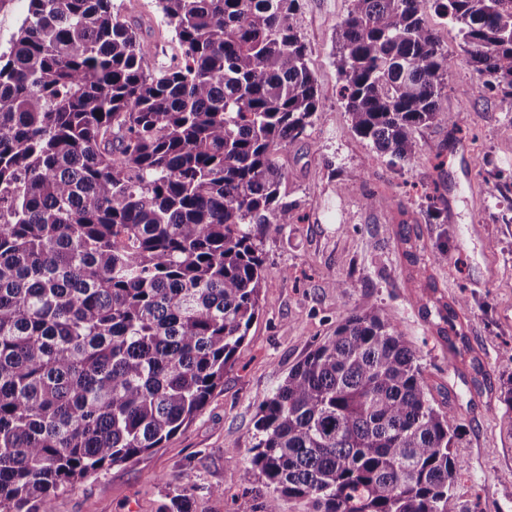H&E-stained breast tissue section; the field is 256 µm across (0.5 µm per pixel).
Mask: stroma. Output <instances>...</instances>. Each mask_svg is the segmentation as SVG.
Instances as JSON below:
<instances>
[{
	"mask_svg": "<svg viewBox=\"0 0 512 512\" xmlns=\"http://www.w3.org/2000/svg\"><path fill=\"white\" fill-rule=\"evenodd\" d=\"M114 2L122 12L132 5ZM349 5L304 0L297 19L322 114L303 138L276 153L297 221L278 232L254 229L274 274L223 385L183 431L59 493L53 512H158L166 486L184 484L196 488L194 512H260L268 491L244 475L260 404L367 301L399 325L435 399L453 408L460 512H512V422L502 401L512 382L505 355L512 348V207L494 178L498 170L512 174V139L500 134L512 113L467 63L456 29L429 15L457 61L443 101L454 122L420 127L411 159L390 163L354 134L341 100L332 52ZM132 6L153 60L168 64L179 46L157 0ZM369 194L376 206L366 205ZM432 195L439 198L435 216L427 211ZM441 248L448 260L438 264L433 256ZM423 270L435 290L418 288ZM457 299L464 302L466 344L481 367L477 387L469 363H452L448 336L439 330L444 304ZM216 486L222 494H213Z\"/></svg>",
	"mask_w": 512,
	"mask_h": 512,
	"instance_id": "35a3bbf8",
	"label": "stroma"
}]
</instances>
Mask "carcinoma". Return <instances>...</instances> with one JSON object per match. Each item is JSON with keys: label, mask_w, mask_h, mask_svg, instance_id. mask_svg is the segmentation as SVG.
Masks as SVG:
<instances>
[{"label": "carcinoma", "mask_w": 512, "mask_h": 512, "mask_svg": "<svg viewBox=\"0 0 512 512\" xmlns=\"http://www.w3.org/2000/svg\"><path fill=\"white\" fill-rule=\"evenodd\" d=\"M158 67L113 0H28L0 54V512L159 447L224 381L273 275L252 225L295 223L274 151L321 112L302 0H158ZM512 112V0H350L334 64L353 131L391 160L452 123L454 60ZM100 115H95V112ZM458 426L372 302L261 403L262 512H458ZM194 486L159 512H193Z\"/></svg>", "instance_id": "obj_1"}]
</instances>
